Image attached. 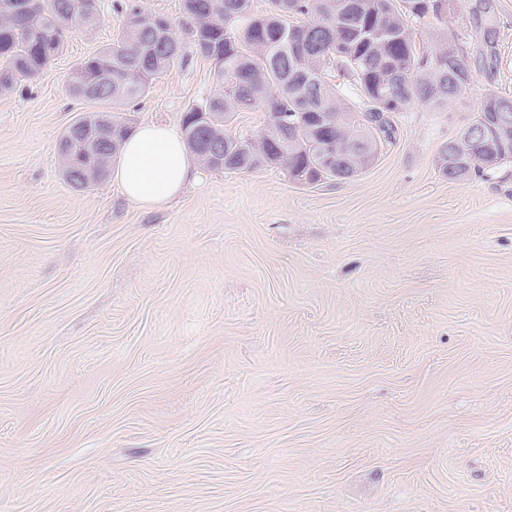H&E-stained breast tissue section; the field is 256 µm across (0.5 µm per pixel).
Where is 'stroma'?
<instances>
[{
    "instance_id": "35a3bbf8",
    "label": "stroma",
    "mask_w": 512,
    "mask_h": 512,
    "mask_svg": "<svg viewBox=\"0 0 512 512\" xmlns=\"http://www.w3.org/2000/svg\"><path fill=\"white\" fill-rule=\"evenodd\" d=\"M121 2L0 94V512H512V161L438 166L512 97V0H459L463 102L397 115L354 178L198 164L157 211L58 149ZM181 39L132 126L211 92Z\"/></svg>"
}]
</instances>
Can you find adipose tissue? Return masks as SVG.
Wrapping results in <instances>:
<instances>
[{
	"label": "adipose tissue",
	"mask_w": 512,
	"mask_h": 512,
	"mask_svg": "<svg viewBox=\"0 0 512 512\" xmlns=\"http://www.w3.org/2000/svg\"><path fill=\"white\" fill-rule=\"evenodd\" d=\"M192 163L188 147L174 128L148 124L122 143L111 167L113 183L128 200L157 210L184 189Z\"/></svg>",
	"instance_id": "1"
}]
</instances>
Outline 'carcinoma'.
Masks as SVG:
<instances>
[{
    "label": "carcinoma",
    "mask_w": 512,
    "mask_h": 512,
    "mask_svg": "<svg viewBox=\"0 0 512 512\" xmlns=\"http://www.w3.org/2000/svg\"><path fill=\"white\" fill-rule=\"evenodd\" d=\"M259 14L254 0H182L181 26L195 52L214 65L208 98L184 112L181 131L194 156L215 170L251 172L280 167L298 184L350 179L371 166L380 144L395 137V117L416 104L442 109L460 101L474 82L473 56L460 44L435 0H268ZM294 14L310 15L296 25ZM435 19L434 45L418 52L406 19ZM101 22L98 0H0V94L40 74L59 56L71 34ZM183 54L176 25L137 4L113 43L80 60L75 71L96 88L88 95L72 82L69 93L106 105L143 97ZM358 102L342 96L343 85ZM512 98L488 94L443 146L440 171L448 179L482 175L512 159ZM261 106L264 127L255 137L233 136L226 127ZM112 128L108 138L101 131ZM131 133L122 117L89 113L60 137L68 151L64 177L87 188L84 172L101 156L113 157ZM362 143L369 158L351 165L348 146Z\"/></svg>",
    "instance_id": "1"
}]
</instances>
